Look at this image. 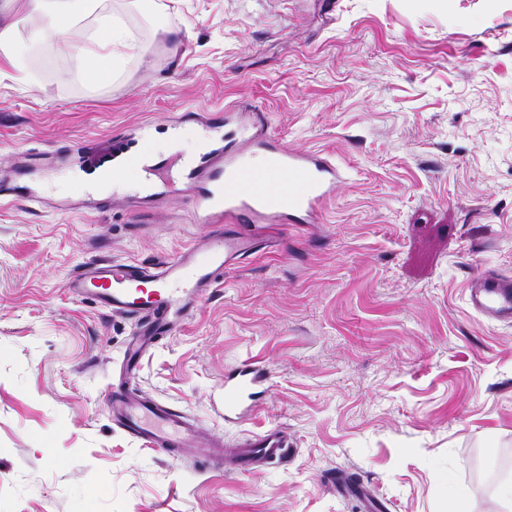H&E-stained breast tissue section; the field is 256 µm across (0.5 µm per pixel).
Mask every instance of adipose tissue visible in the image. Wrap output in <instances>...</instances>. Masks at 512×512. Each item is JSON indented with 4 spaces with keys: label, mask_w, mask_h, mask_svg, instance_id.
<instances>
[{
    "label": "adipose tissue",
    "mask_w": 512,
    "mask_h": 512,
    "mask_svg": "<svg viewBox=\"0 0 512 512\" xmlns=\"http://www.w3.org/2000/svg\"><path fill=\"white\" fill-rule=\"evenodd\" d=\"M67 37V47L83 63L85 81L107 79L108 64L134 50L133 38L117 18L98 16L95 0H0V77L30 80L17 53L20 41L39 44Z\"/></svg>",
    "instance_id": "ef3b65f1"
}]
</instances>
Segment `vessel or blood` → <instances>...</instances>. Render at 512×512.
<instances>
[{
    "label": "vessel or blood",
    "mask_w": 512,
    "mask_h": 512,
    "mask_svg": "<svg viewBox=\"0 0 512 512\" xmlns=\"http://www.w3.org/2000/svg\"><path fill=\"white\" fill-rule=\"evenodd\" d=\"M265 115L242 117L237 112L185 111L166 131L181 139L193 129L197 151L176 159L159 157L152 145V127L141 123L127 128L111 146L82 154L85 164L113 166L104 178L115 180L119 163H137L147 197L184 199L196 223L210 225L209 235L154 265L96 261L68 281L77 297L109 311L136 318L139 339L128 351L138 363L155 337L176 332L196 311L205 295L222 282L226 272L247 258L267 251L258 224H314L345 179L343 171L319 151L288 149L279 139L263 134ZM474 312L492 324L512 322V276L484 269L468 286ZM268 371L245 363L224 378V417L239 418L245 401L268 393ZM106 402L120 425L153 448L208 449L207 463L247 472L283 458L288 441L271 429L245 440L223 444L201 422L163 404L131 400L122 389L108 393Z\"/></svg>",
    "instance_id": "obj_1"
}]
</instances>
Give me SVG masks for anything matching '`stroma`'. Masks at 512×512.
Masks as SVG:
<instances>
[{"mask_svg":"<svg viewBox=\"0 0 512 512\" xmlns=\"http://www.w3.org/2000/svg\"><path fill=\"white\" fill-rule=\"evenodd\" d=\"M120 14L142 50L92 90L69 50L28 47L0 81V166L190 108H261L288 148L328 153L344 182L316 224L224 276L160 337L134 381L131 319L74 299L98 259L142 264L199 241L179 198L64 210L79 161L44 205L0 201V512H495L512 481V324L467 304L480 269L512 274V0H156ZM266 367V399L224 420V374ZM124 386L237 441L288 434L286 462L240 473L143 445L112 421Z\"/></svg>","mask_w":512,"mask_h":512,"instance_id":"35a3bbf8","label":"stroma"}]
</instances>
